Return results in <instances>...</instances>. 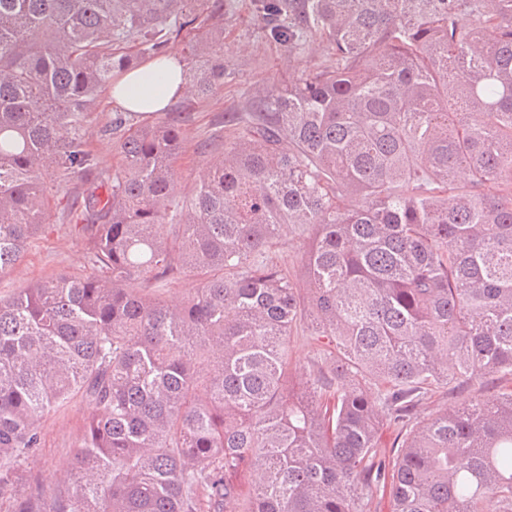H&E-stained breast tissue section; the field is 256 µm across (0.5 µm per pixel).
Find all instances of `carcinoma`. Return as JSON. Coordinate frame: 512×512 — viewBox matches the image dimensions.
<instances>
[{
    "mask_svg": "<svg viewBox=\"0 0 512 512\" xmlns=\"http://www.w3.org/2000/svg\"><path fill=\"white\" fill-rule=\"evenodd\" d=\"M0 0V276L85 185L94 274L0 296V499L13 512H512V0H253L333 66L252 96L186 201L179 117L128 127L102 170L88 113L132 55L224 50V0ZM207 96L224 63L189 75ZM473 112L483 120L472 123ZM358 198V205L350 199ZM316 232L301 281L264 259ZM195 278L171 305L148 289ZM326 350L306 381L289 336ZM506 382L409 424L428 394ZM93 405L45 494L19 468L40 421ZM401 445L376 460L384 424Z\"/></svg>",
    "mask_w": 512,
    "mask_h": 512,
    "instance_id": "1",
    "label": "carcinoma"
}]
</instances>
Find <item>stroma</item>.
Listing matches in <instances>:
<instances>
[{
    "label": "stroma",
    "instance_id": "stroma-1",
    "mask_svg": "<svg viewBox=\"0 0 512 512\" xmlns=\"http://www.w3.org/2000/svg\"><path fill=\"white\" fill-rule=\"evenodd\" d=\"M250 3L251 0H224L227 75L222 86L205 97L193 100L182 97L172 101L164 113L148 117L125 114L128 123L133 125L164 120L169 112L181 114L184 141L172 186L176 198L191 196L206 174L225 135V114L242 111L249 96L267 92L273 84L292 81L304 70L333 63L331 57L311 53L306 48L298 50L293 59H286L282 47L266 37L264 24L253 15ZM121 113V107L105 94L96 112L88 117L89 145L100 168H113L120 161L115 139L104 135L103 129ZM79 188V183L74 182L63 190L49 189L47 223L43 231L29 241L14 272L0 277L1 296L11 294L15 288L62 274H91L92 266L83 242L67 218V205L75 201ZM313 239L314 233L310 230L290 232L270 248L269 255L293 276L302 277L305 255ZM477 394L486 399L494 396L490 379L476 378L460 388L442 389L428 395L417 415L423 418L444 409H454ZM91 410L88 401L76 396L64 408L44 416L40 446L24 465L31 487L47 493L58 489V479L80 443Z\"/></svg>",
    "mask_w": 512,
    "mask_h": 512
}]
</instances>
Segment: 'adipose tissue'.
<instances>
[{
    "instance_id": "1",
    "label": "adipose tissue",
    "mask_w": 512,
    "mask_h": 512,
    "mask_svg": "<svg viewBox=\"0 0 512 512\" xmlns=\"http://www.w3.org/2000/svg\"><path fill=\"white\" fill-rule=\"evenodd\" d=\"M183 66L176 55L152 60L112 83L115 103L142 115L164 111L169 103L186 93Z\"/></svg>"
}]
</instances>
